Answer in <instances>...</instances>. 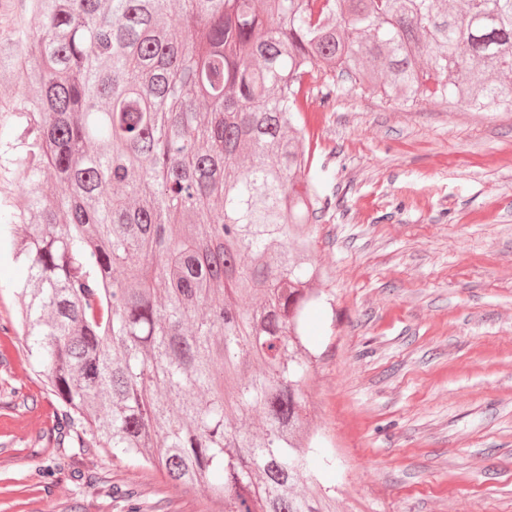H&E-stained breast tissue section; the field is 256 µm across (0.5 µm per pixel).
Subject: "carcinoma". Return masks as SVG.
<instances>
[{
    "label": "carcinoma",
    "mask_w": 512,
    "mask_h": 512,
    "mask_svg": "<svg viewBox=\"0 0 512 512\" xmlns=\"http://www.w3.org/2000/svg\"><path fill=\"white\" fill-rule=\"evenodd\" d=\"M28 12L0 42L24 90L0 112V242L27 268L16 321L66 434L202 492L208 512H332L303 433L323 206L301 96L338 70L405 102L512 112V0ZM252 410L256 436L236 425Z\"/></svg>",
    "instance_id": "obj_1"
}]
</instances>
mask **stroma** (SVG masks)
Returning <instances> with one entry per match:
<instances>
[{
	"label": "stroma",
	"instance_id": "35a3bbf8",
	"mask_svg": "<svg viewBox=\"0 0 512 512\" xmlns=\"http://www.w3.org/2000/svg\"><path fill=\"white\" fill-rule=\"evenodd\" d=\"M324 277L303 341L309 428L336 512H512V112L407 105L343 77L314 91ZM27 271L0 247V512H204L197 491L60 440L59 404L10 325Z\"/></svg>",
	"mask_w": 512,
	"mask_h": 512
}]
</instances>
